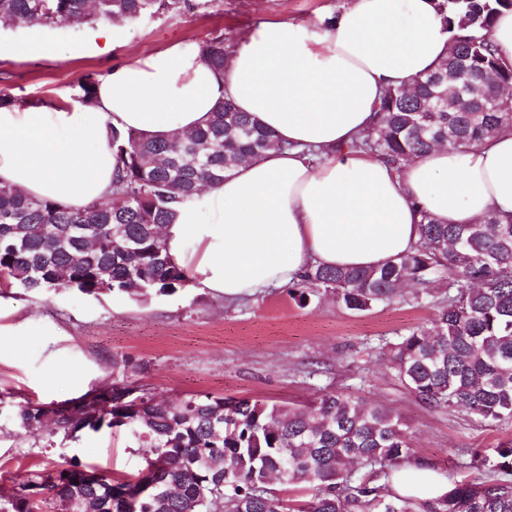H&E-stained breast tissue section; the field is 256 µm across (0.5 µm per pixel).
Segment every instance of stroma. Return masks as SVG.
Returning a JSON list of instances; mask_svg holds the SVG:
<instances>
[{
    "mask_svg": "<svg viewBox=\"0 0 512 512\" xmlns=\"http://www.w3.org/2000/svg\"><path fill=\"white\" fill-rule=\"evenodd\" d=\"M195 2L180 15L160 12L111 27L0 24V93L70 111L80 104L86 77L101 78L177 42L197 48L216 35L239 36L264 20L320 26L346 0ZM35 44L50 46L52 56L31 54ZM434 317V305L412 301L350 312L325 291L300 305L286 286L232 301L196 286L137 298L0 290V482L16 485L31 471L73 463L134 479L143 459L124 428L86 429L51 448L47 433L25 432L19 422L27 403L65 404L121 380L170 400L209 393L288 407L336 391L394 409L413 457L445 480L488 478L491 466L471 468V454L493 458L512 439V423L429 407L386 360L391 343L431 326ZM117 358L126 359V368L114 366Z\"/></svg>",
    "mask_w": 512,
    "mask_h": 512,
    "instance_id": "1",
    "label": "stroma"
}]
</instances>
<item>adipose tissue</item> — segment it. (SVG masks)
Returning a JSON list of instances; mask_svg holds the SVG:
<instances>
[{
  "label": "adipose tissue",
  "mask_w": 512,
  "mask_h": 512,
  "mask_svg": "<svg viewBox=\"0 0 512 512\" xmlns=\"http://www.w3.org/2000/svg\"><path fill=\"white\" fill-rule=\"evenodd\" d=\"M450 38L434 0H347L325 30L260 23L221 71L174 44L113 69L88 106L0 107V180L65 206L109 200L113 131L164 137L229 101L285 147L239 163L183 209L165 233L175 263L228 299L288 285L310 266L378 267L413 250L419 209L442 224L512 215V127L472 148L435 147L399 171L353 147L384 93L434 71ZM447 489L416 462L392 482L422 499Z\"/></svg>",
  "instance_id": "1"
}]
</instances>
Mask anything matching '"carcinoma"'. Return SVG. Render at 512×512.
<instances>
[{"label": "carcinoma", "instance_id": "carcinoma-1", "mask_svg": "<svg viewBox=\"0 0 512 512\" xmlns=\"http://www.w3.org/2000/svg\"><path fill=\"white\" fill-rule=\"evenodd\" d=\"M436 7L453 32L448 57L412 88L386 91L376 126L353 144L397 170L437 145L474 147L512 126V112L480 111L489 96L512 88V69L498 63L491 42L496 16L512 10V0H436ZM191 8L190 0H0V20L125 24ZM237 42L216 35L201 55L222 70ZM457 69L471 84L461 96L448 94ZM282 148L272 131L226 101L188 132H113L119 178L106 202L64 206L0 182V288L173 294L191 279L170 261L155 226L175 223L200 197L199 186L222 183L242 159ZM417 211L413 251L377 268L309 267L292 283V295L304 302L324 289L345 309L363 312L404 299L401 285L412 283L411 299L433 302L437 314L431 326L389 347L397 378L433 408L511 421L512 216L440 224ZM50 411L61 445L84 429L128 427L143 450L141 476L132 483L101 474L92 486L78 464L35 470L25 484L0 489V512H43L48 505L70 512L76 500L92 512H214L217 504L222 512H512V441L495 449L503 480L456 481L432 500L401 496L390 483L410 459L411 444L399 415L336 392L287 408L208 393L169 402L119 381L71 405L29 404L21 427L39 428ZM272 477L283 485L313 482L315 493L287 504L268 487ZM146 481L158 483L152 499L140 495Z\"/></svg>", "mask_w": 512, "mask_h": 512}]
</instances>
